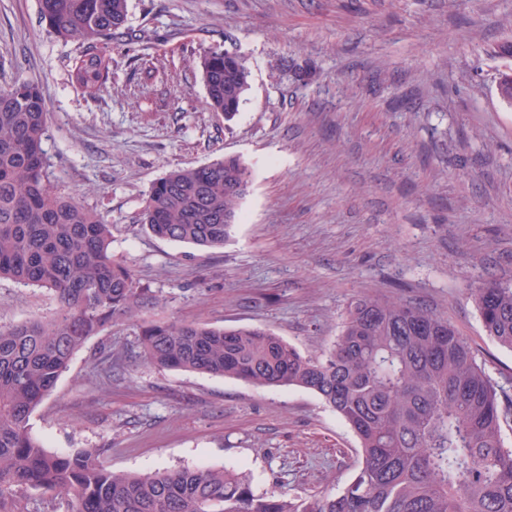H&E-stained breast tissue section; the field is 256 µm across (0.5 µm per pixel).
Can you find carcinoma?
Returning a JSON list of instances; mask_svg holds the SVG:
<instances>
[{"instance_id": "obj_1", "label": "carcinoma", "mask_w": 512, "mask_h": 512, "mask_svg": "<svg viewBox=\"0 0 512 512\" xmlns=\"http://www.w3.org/2000/svg\"><path fill=\"white\" fill-rule=\"evenodd\" d=\"M38 2L46 29L80 44L70 78L87 97L112 71V41L146 38L126 29L129 0ZM201 70L207 109L233 118L250 87L247 58L206 52ZM47 134L38 85L0 89V280L49 289L58 302L49 318L0 326V512H23L33 492L64 496L67 512H512V448L502 439L512 404L447 315L373 294L350 303L320 356L257 327H140L150 365L317 394L359 441L360 465L335 493H257L248 473L226 467L116 474L101 449L44 448L30 417L73 356L155 300L112 256L103 215L52 186ZM253 179L237 156L172 169L151 184L140 223L161 239L222 246ZM472 298L486 335L512 350V280L487 281Z\"/></svg>"}]
</instances>
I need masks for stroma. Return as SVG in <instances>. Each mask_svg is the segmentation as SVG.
<instances>
[{
  "mask_svg": "<svg viewBox=\"0 0 512 512\" xmlns=\"http://www.w3.org/2000/svg\"><path fill=\"white\" fill-rule=\"evenodd\" d=\"M127 26L148 39L113 44L112 77L90 99L69 76L78 43L48 33L37 0H0V88L40 85L52 183L104 215L113 256L157 299L92 337L32 413L47 450L100 448L120 474L224 466L259 493L336 491L358 440L319 397L149 365L139 332L170 319L260 327L318 356L363 293L446 314L512 392V350L471 298L512 279V105L497 90L512 0H130ZM206 51L248 59L232 120L205 106ZM225 155L255 175L224 246L141 229L154 180ZM57 308L47 289L0 280V325ZM104 350L123 365L105 372Z\"/></svg>",
  "mask_w": 512,
  "mask_h": 512,
  "instance_id": "1",
  "label": "stroma"
}]
</instances>
